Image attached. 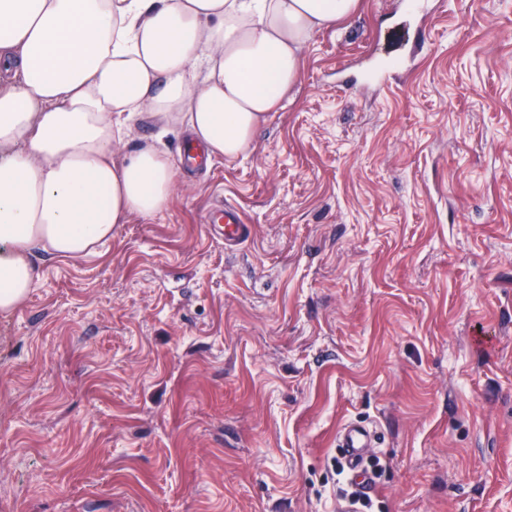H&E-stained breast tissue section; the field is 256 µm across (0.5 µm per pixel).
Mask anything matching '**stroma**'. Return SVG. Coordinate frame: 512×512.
<instances>
[{"instance_id": "stroma-1", "label": "stroma", "mask_w": 512, "mask_h": 512, "mask_svg": "<svg viewBox=\"0 0 512 512\" xmlns=\"http://www.w3.org/2000/svg\"><path fill=\"white\" fill-rule=\"evenodd\" d=\"M302 56L194 178L137 122L167 208L0 313V512H339L347 422L368 512H512V0H362ZM207 222L211 233L224 238V243L238 242L250 233L249 225L244 224L240 216L227 205L209 210ZM336 451L351 475L354 488L368 494L375 487L374 477L365 468L373 448H376V431L366 425L349 422L342 425L335 436Z\"/></svg>"}]
</instances>
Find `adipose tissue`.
<instances>
[{
  "label": "adipose tissue",
  "mask_w": 512,
  "mask_h": 512,
  "mask_svg": "<svg viewBox=\"0 0 512 512\" xmlns=\"http://www.w3.org/2000/svg\"><path fill=\"white\" fill-rule=\"evenodd\" d=\"M362 0H0V313L37 254L84 258L167 208L177 172L112 146L145 114L207 157L245 154L302 70V47Z\"/></svg>",
  "instance_id": "adipose-tissue-1"
}]
</instances>
